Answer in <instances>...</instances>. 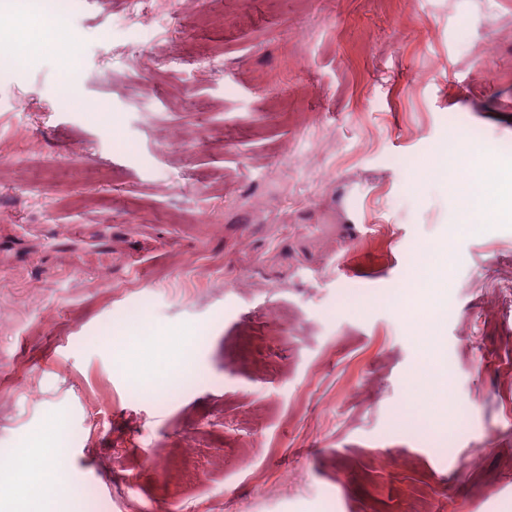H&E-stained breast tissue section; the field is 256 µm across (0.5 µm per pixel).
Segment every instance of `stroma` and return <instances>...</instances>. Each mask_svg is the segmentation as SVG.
<instances>
[{"instance_id":"obj_1","label":"stroma","mask_w":512,"mask_h":512,"mask_svg":"<svg viewBox=\"0 0 512 512\" xmlns=\"http://www.w3.org/2000/svg\"><path fill=\"white\" fill-rule=\"evenodd\" d=\"M65 25L47 43L0 0V49L30 58L0 69V454L62 415L49 464L112 512H512V218L452 231L412 168L464 133L512 147V0H109ZM446 235L442 421L386 298ZM140 315L154 393L111 345Z\"/></svg>"}]
</instances>
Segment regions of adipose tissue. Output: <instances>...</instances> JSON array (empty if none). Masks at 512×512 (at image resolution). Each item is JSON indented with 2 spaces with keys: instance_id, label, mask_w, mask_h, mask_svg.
<instances>
[{
  "instance_id": "adipose-tissue-1",
  "label": "adipose tissue",
  "mask_w": 512,
  "mask_h": 512,
  "mask_svg": "<svg viewBox=\"0 0 512 512\" xmlns=\"http://www.w3.org/2000/svg\"><path fill=\"white\" fill-rule=\"evenodd\" d=\"M460 167L466 173L461 182H452L448 191L457 201L462 213H471L480 207L491 194L503 171L512 168V151L502 150L495 160H487L482 142L463 135L457 138L451 150H433L423 165L428 176H447L449 169ZM456 257L449 243L440 242L418 245L411 277L405 289L395 298L416 335L421 353L417 371L420 382L431 386L440 396L442 409H450L453 401L448 396V369L442 356L440 323L448 311L449 284ZM151 348L145 330L130 336L121 350V366L132 384L140 390L157 388L156 378L140 364L141 358ZM51 484L56 492L46 495L43 484ZM13 495L22 506L18 512H27V505H34L36 512H63L62 506L70 489L60 482L54 469L42 466L39 481L13 488Z\"/></svg>"
}]
</instances>
